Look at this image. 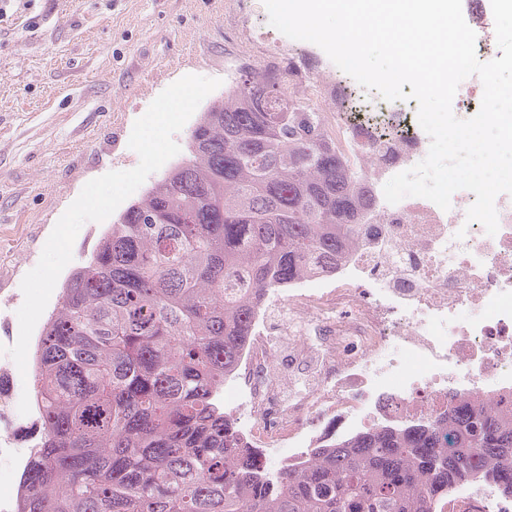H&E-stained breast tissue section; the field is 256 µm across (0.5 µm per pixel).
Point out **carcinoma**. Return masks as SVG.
<instances>
[{
	"mask_svg": "<svg viewBox=\"0 0 512 512\" xmlns=\"http://www.w3.org/2000/svg\"><path fill=\"white\" fill-rule=\"evenodd\" d=\"M296 68L243 69L202 112L191 155L130 205L63 284L34 353L40 441L16 512H434L492 457L512 490V421L448 404L418 436L315 448L269 482L231 447L218 393L267 291L336 259L363 223L365 174Z\"/></svg>",
	"mask_w": 512,
	"mask_h": 512,
	"instance_id": "1",
	"label": "carcinoma"
}]
</instances>
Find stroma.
Segmentation results:
<instances>
[{
	"instance_id": "35a3bbf8",
	"label": "stroma",
	"mask_w": 512,
	"mask_h": 512,
	"mask_svg": "<svg viewBox=\"0 0 512 512\" xmlns=\"http://www.w3.org/2000/svg\"><path fill=\"white\" fill-rule=\"evenodd\" d=\"M263 42L295 40L263 0H0V336H18L20 285L84 185L139 163L134 122L169 85L223 78L238 24ZM313 67H337L300 44ZM23 447L39 439L30 381L0 399Z\"/></svg>"
}]
</instances>
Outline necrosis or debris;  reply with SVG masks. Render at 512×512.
<instances>
[{
  "instance_id": "obj_1",
  "label": "necrosis or debris",
  "mask_w": 512,
  "mask_h": 512,
  "mask_svg": "<svg viewBox=\"0 0 512 512\" xmlns=\"http://www.w3.org/2000/svg\"><path fill=\"white\" fill-rule=\"evenodd\" d=\"M290 95L318 108L325 134L368 177L372 220L334 268L304 269L266 295L224 398L233 434L262 472L299 469L311 450L378 428L428 427L464 396L506 411L512 397V195L499 228L467 222L475 196L449 210L420 197L388 203L383 186L427 155L430 138L391 113L394 136L347 116L342 89L301 72ZM440 512H512L494 485L448 487Z\"/></svg>"
}]
</instances>
